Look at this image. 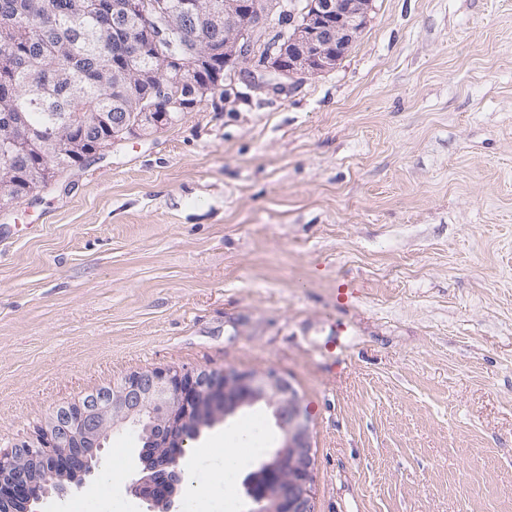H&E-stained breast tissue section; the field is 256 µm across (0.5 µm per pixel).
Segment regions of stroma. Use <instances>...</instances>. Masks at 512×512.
<instances>
[{
    "label": "stroma",
    "mask_w": 512,
    "mask_h": 512,
    "mask_svg": "<svg viewBox=\"0 0 512 512\" xmlns=\"http://www.w3.org/2000/svg\"><path fill=\"white\" fill-rule=\"evenodd\" d=\"M235 89L0 210V451L136 371H272L314 512H512V0H374L336 68ZM257 416L224 512L270 413L185 446L217 468ZM139 452L115 429L39 512H148Z\"/></svg>",
    "instance_id": "35a3bbf8"
}]
</instances>
